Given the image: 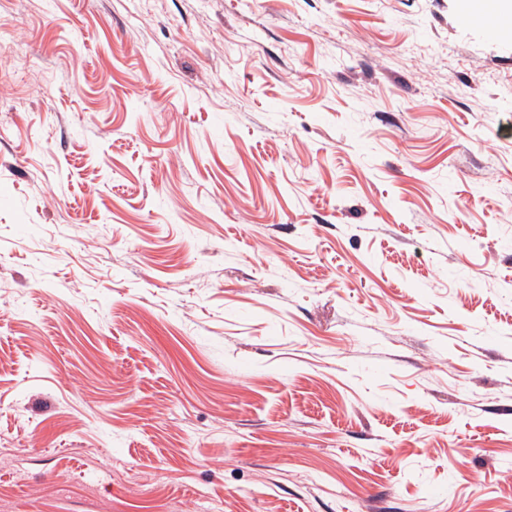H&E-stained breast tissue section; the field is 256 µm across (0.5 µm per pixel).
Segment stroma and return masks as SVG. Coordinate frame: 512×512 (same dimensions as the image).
Returning <instances> with one entry per match:
<instances>
[{
  "label": "stroma",
  "instance_id": "obj_1",
  "mask_svg": "<svg viewBox=\"0 0 512 512\" xmlns=\"http://www.w3.org/2000/svg\"><path fill=\"white\" fill-rule=\"evenodd\" d=\"M495 3L0 0V512H512Z\"/></svg>",
  "mask_w": 512,
  "mask_h": 512
}]
</instances>
